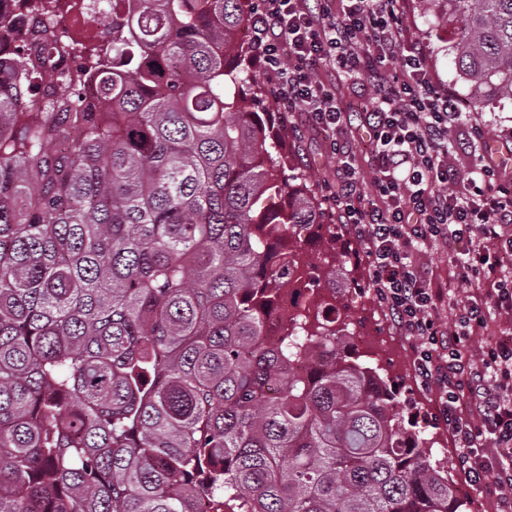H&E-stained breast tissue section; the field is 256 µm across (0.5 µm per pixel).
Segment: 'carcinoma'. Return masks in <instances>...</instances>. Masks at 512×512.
I'll list each match as a JSON object with an SVG mask.
<instances>
[{"label": "carcinoma", "instance_id": "cac0c4a2", "mask_svg": "<svg viewBox=\"0 0 512 512\" xmlns=\"http://www.w3.org/2000/svg\"><path fill=\"white\" fill-rule=\"evenodd\" d=\"M246 2L112 0V46L75 72L0 56V512L467 507L376 369L289 370L336 347V305L266 344L318 207L239 93ZM441 22L512 97V0Z\"/></svg>", "mask_w": 512, "mask_h": 512}]
</instances>
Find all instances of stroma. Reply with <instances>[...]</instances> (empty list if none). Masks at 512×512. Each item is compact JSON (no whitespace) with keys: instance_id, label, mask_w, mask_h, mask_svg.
<instances>
[{"instance_id":"35a3bbf8","label":"stroma","mask_w":512,"mask_h":512,"mask_svg":"<svg viewBox=\"0 0 512 512\" xmlns=\"http://www.w3.org/2000/svg\"><path fill=\"white\" fill-rule=\"evenodd\" d=\"M412 12L411 31L428 45L429 58L436 78L452 88L465 105L472 120L485 125L493 136L512 132V99L488 87L469 83L454 64L453 34L450 28L436 24L435 15L441 10L439 0H408ZM482 101V108H474V101ZM271 122L277 130L281 145L288 156L284 175L292 183H307L317 198H324L326 185L334 179V158L326 151L322 139L306 134L295 139L280 113H272ZM333 254L343 265L336 273V306L349 326L358 325L365 318L380 321L389 336H397L385 309L375 299L370 286V272L363 247L351 231L337 227L332 240L312 238L308 255L311 265L323 268L326 254ZM360 363L379 368L398 397L397 409L410 430L421 432L433 441L434 458L446 461L456 484L460 499L473 503L475 512H494V505L464 478L456 466L457 450L448 427L436 415L435 395L422 386L414 368L413 355L403 362H394L389 344H374L359 351Z\"/></svg>"}]
</instances>
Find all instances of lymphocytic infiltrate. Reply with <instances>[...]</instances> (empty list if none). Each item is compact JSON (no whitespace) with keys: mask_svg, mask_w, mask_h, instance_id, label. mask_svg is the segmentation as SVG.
I'll return each mask as SVG.
<instances>
[{"mask_svg":"<svg viewBox=\"0 0 512 512\" xmlns=\"http://www.w3.org/2000/svg\"><path fill=\"white\" fill-rule=\"evenodd\" d=\"M406 13V0H251L250 59L293 132L320 134L336 156V220L364 247L377 301L415 342L458 469L495 512H512V334L495 320L512 315V169L491 162L485 127L463 121ZM333 72L369 89L361 111L337 99ZM439 246L451 252L444 277L419 262ZM479 337L485 346L473 348Z\"/></svg>","mask_w":512,"mask_h":512,"instance_id":"f902f5d3","label":"lymphocytic infiltrate"}]
</instances>
